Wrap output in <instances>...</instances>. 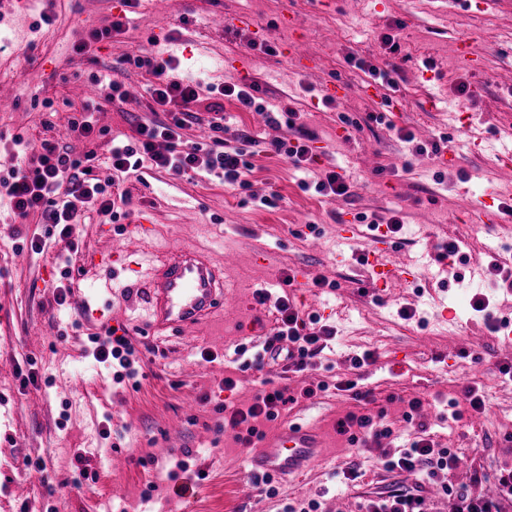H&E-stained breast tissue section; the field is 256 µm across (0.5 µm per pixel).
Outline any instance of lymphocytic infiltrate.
<instances>
[{
    "instance_id": "f902f5d3",
    "label": "lymphocytic infiltrate",
    "mask_w": 512,
    "mask_h": 512,
    "mask_svg": "<svg viewBox=\"0 0 512 512\" xmlns=\"http://www.w3.org/2000/svg\"><path fill=\"white\" fill-rule=\"evenodd\" d=\"M135 63L147 67L154 76L151 97L166 112V120L138 124L135 137L113 146V176L104 181L90 177L88 167L67 150L43 141L28 169L14 168L0 177V192L12 199L16 217L24 219L30 213L41 212L48 223L59 226L61 236H68L70 225L79 213L94 209L103 215L113 214L114 190L121 175L138 171L148 161L176 176L202 169L222 178L225 184L249 187L252 165L245 160L242 149L228 146L221 151L203 152L196 146L183 148L180 131L186 116L199 101V92L196 84L172 79L171 74L178 67L176 59L149 54L136 57ZM159 138L168 141L167 153L156 152L155 141ZM277 311V330L272 343L266 346L271 361L282 359L295 371L307 370L326 348L328 340L334 338V329L324 324L311 326L285 297L279 298ZM291 400L287 387L262 390L247 410L233 412L230 424L246 426L248 435L256 436V421L277 417ZM457 463L456 456L444 450L434 451L430 440L422 437L412 441L398 456L388 459L386 465L431 477L439 471L454 469Z\"/></svg>"
}]
</instances>
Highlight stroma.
<instances>
[{
    "mask_svg": "<svg viewBox=\"0 0 512 512\" xmlns=\"http://www.w3.org/2000/svg\"><path fill=\"white\" fill-rule=\"evenodd\" d=\"M236 13L250 28L226 27L225 17ZM124 14L125 29L110 41L73 52L89 29ZM29 21L37 30H26ZM388 36L397 51L385 44ZM152 51L174 55L180 78L257 81L263 111L225 101L216 129L200 104L182 130L187 148L243 146L251 186L147 164L122 178L126 200L116 203L117 218L82 213L64 238L41 214L21 222L10 205L0 206V512H284L312 499L318 512H365L369 501L399 489L426 496L430 512H448L447 499L430 497V487L473 497L492 491L500 471L512 468V380L498 371L512 352L495 329L512 313V294L493 288L488 273L495 261L512 268V214L504 211L512 205V0L483 12L460 0H338L332 8L320 0H167L160 12L150 0L132 10L122 0H35L27 19H0V99L12 103L0 111V172L14 167L19 135L31 149L47 139L89 158L93 177L107 179L113 142L165 117L147 92L153 75L132 62ZM301 54L319 58L321 68L298 67ZM353 56L387 70L392 86L373 82L350 64ZM105 74L123 83L126 101L81 93ZM327 96L332 104H324ZM88 115L95 132L87 138L77 126ZM399 128L414 142L398 140ZM298 129L313 134L320 157L308 175L268 153L271 142ZM342 129L347 139L337 138ZM246 135L251 144H242ZM419 142L440 151L416 152ZM328 170L345 178L351 197L301 189ZM261 196L270 205H259ZM478 200L500 213L489 227L470 222ZM147 205L156 241L220 246L233 256L236 295L215 324L157 339L128 319L147 307L134 273L91 267L93 252L135 248L131 220ZM424 211L433 225L427 234L419 228ZM395 215L403 227L387 260L403 275L378 292L361 263L372 245L368 225ZM35 237L46 243L38 254L30 249ZM451 242L468 269L446 266ZM290 269L303 276L287 286ZM318 276L326 287H313ZM108 279L117 283L109 293L97 286ZM472 281L486 301L480 311L461 299ZM259 289L269 293L262 304ZM284 295L301 318L317 314L336 329L303 372L252 366ZM119 319L137 369L123 381L116 365L95 360L91 341ZM366 351L374 361L354 367L353 357ZM228 377L237 383L231 392ZM342 380L370 400L337 390ZM282 383L295 401L263 422L258 436L240 441L225 429L226 408H247ZM469 385L482 391L486 412L470 411ZM415 396L423 404L409 424L403 402ZM350 412L382 414L391 436L349 443L336 421ZM291 421L322 432L323 458L296 481H276V495L240 494L249 453ZM421 422L434 449L459 459L430 481L385 466ZM352 468L360 476L345 482ZM179 484L189 485L187 495L175 494Z\"/></svg>",
    "mask_w": 512,
    "mask_h": 512,
    "instance_id": "stroma-1",
    "label": "stroma"
}]
</instances>
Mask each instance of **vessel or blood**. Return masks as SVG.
Here are the masks:
<instances>
[{
	"label": "vessel or blood",
	"mask_w": 512,
	"mask_h": 512,
	"mask_svg": "<svg viewBox=\"0 0 512 512\" xmlns=\"http://www.w3.org/2000/svg\"><path fill=\"white\" fill-rule=\"evenodd\" d=\"M392 244L377 239L367 261L369 278L393 282L399 273L385 253ZM229 258L192 249L165 251L140 263L136 277L147 291L145 325L154 335L167 336L213 320L233 294L228 286ZM323 439L313 426L283 425L265 439L248 459L249 474L288 479L301 474L322 454Z\"/></svg>",
	"instance_id": "vessel-or-blood-1"
}]
</instances>
